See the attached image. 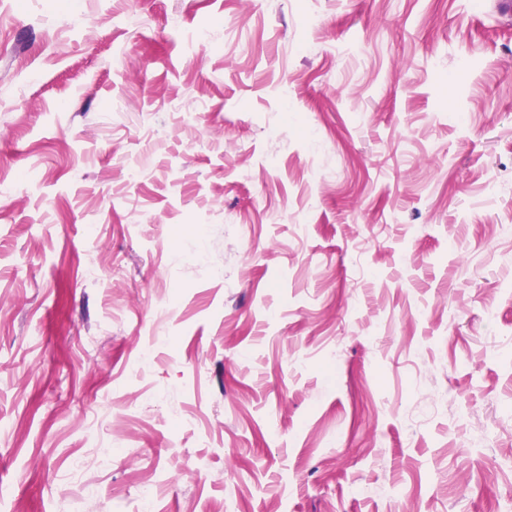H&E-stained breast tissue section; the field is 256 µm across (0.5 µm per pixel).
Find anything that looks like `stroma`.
Returning a JSON list of instances; mask_svg holds the SVG:
<instances>
[{
  "mask_svg": "<svg viewBox=\"0 0 512 512\" xmlns=\"http://www.w3.org/2000/svg\"><path fill=\"white\" fill-rule=\"evenodd\" d=\"M1 178L0 512L512 501L496 0H0Z\"/></svg>",
  "mask_w": 512,
  "mask_h": 512,
  "instance_id": "obj_1",
  "label": "stroma"
}]
</instances>
